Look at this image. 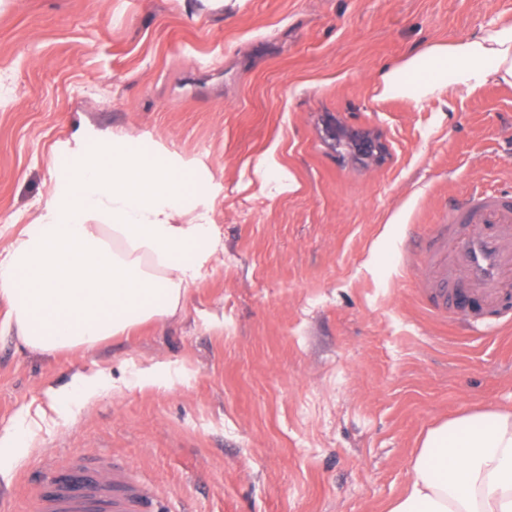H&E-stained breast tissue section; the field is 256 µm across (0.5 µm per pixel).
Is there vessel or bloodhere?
Returning <instances> with one entry per match:
<instances>
[{"mask_svg": "<svg viewBox=\"0 0 512 512\" xmlns=\"http://www.w3.org/2000/svg\"><path fill=\"white\" fill-rule=\"evenodd\" d=\"M406 261L425 267L426 287L476 302L478 315L503 313L512 298V197L469 196L454 207L451 224L439 225ZM61 474L53 492L38 497L36 512H150L153 506L127 483L123 465L104 461L89 471L76 461Z\"/></svg>", "mask_w": 512, "mask_h": 512, "instance_id": "obj_1", "label": "vessel or blood"}]
</instances>
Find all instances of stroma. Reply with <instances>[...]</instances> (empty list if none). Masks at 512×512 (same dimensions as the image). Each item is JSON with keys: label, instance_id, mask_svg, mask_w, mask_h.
Here are the masks:
<instances>
[{"label": "stroma", "instance_id": "obj_1", "mask_svg": "<svg viewBox=\"0 0 512 512\" xmlns=\"http://www.w3.org/2000/svg\"><path fill=\"white\" fill-rule=\"evenodd\" d=\"M494 21L512 0H0V248L112 131L201 170L224 240L173 319L90 352L0 330L6 512L63 457L123 461L155 512H387L430 427L512 408V328L429 309L405 263L457 200L512 194V85L380 87Z\"/></svg>", "mask_w": 512, "mask_h": 512}]
</instances>
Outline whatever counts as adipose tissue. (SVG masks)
<instances>
[{"label": "adipose tissue", "mask_w": 512, "mask_h": 512, "mask_svg": "<svg viewBox=\"0 0 512 512\" xmlns=\"http://www.w3.org/2000/svg\"><path fill=\"white\" fill-rule=\"evenodd\" d=\"M512 82V24L437 44L389 69L382 92L419 102L453 87ZM67 181L33 228L0 252V327L26 349L96 347L175 317L224 241L202 178L133 154L126 137L76 145ZM388 512H512V411L478 410L430 428Z\"/></svg>", "instance_id": "adipose-tissue-1"}]
</instances>
